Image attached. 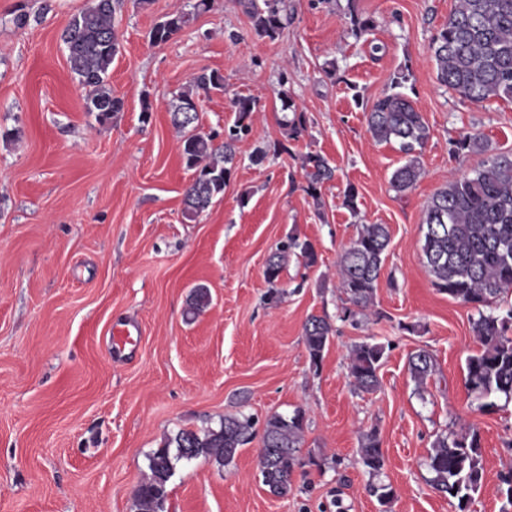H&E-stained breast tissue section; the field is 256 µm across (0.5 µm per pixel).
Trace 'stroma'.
<instances>
[{"label":"stroma","mask_w":512,"mask_h":512,"mask_svg":"<svg viewBox=\"0 0 512 512\" xmlns=\"http://www.w3.org/2000/svg\"><path fill=\"white\" fill-rule=\"evenodd\" d=\"M194 2L123 0L110 84L124 110L102 125L84 110L62 41L88 0H0V512H137L164 437L236 413L255 420L250 443L224 468L179 463L169 512H460L433 488L427 458L437 437L464 427L478 431L484 466L467 512H502L512 400L481 410L465 360L479 348L474 322L505 314L512 292L483 308L459 302L434 287L421 249L431 197L485 155L512 151L511 101L473 103L437 80L431 42L455 0H286L291 19L272 41L254 34L240 0H213L168 42L151 43L156 23ZM355 14L373 20L370 41L353 35ZM204 70L221 73L224 89L200 94V131L230 125L235 96L254 97L258 110L223 195L190 220L194 173L169 111ZM401 72L430 131L424 175L404 194L390 184L403 155L366 124ZM288 114L306 119L298 139L285 137ZM465 134L486 153L452 154ZM281 141L286 151L274 152ZM259 147L269 154L256 165ZM310 152L335 169L319 209L302 167ZM363 224L388 225L391 244L373 307L343 321L337 261ZM290 235L310 241L317 261L290 256L270 286L266 260ZM199 285L211 301L192 318L186 302ZM312 315L335 328L317 367L303 331ZM121 321L138 334L116 361L107 340ZM363 341L388 346L372 393L349 375V352ZM421 349L436 358L422 386L407 367ZM297 410L301 464L278 497L259 473L264 424ZM373 429L385 457L377 476L358 461ZM381 483L394 490L385 508L372 492Z\"/></svg>","instance_id":"1"}]
</instances>
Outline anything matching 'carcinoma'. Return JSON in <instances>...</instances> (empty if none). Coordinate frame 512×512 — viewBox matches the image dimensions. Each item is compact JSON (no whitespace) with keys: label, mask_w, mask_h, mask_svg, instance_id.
<instances>
[{"label":"carcinoma","mask_w":512,"mask_h":512,"mask_svg":"<svg viewBox=\"0 0 512 512\" xmlns=\"http://www.w3.org/2000/svg\"><path fill=\"white\" fill-rule=\"evenodd\" d=\"M285 0H241L255 34L274 40L284 27ZM122 0H89L86 9L74 16L62 39L71 72L85 90V111L102 122L124 110L122 98L112 93L109 75L119 43L114 16ZM190 21V15L166 17L150 31V41L165 43ZM432 50L438 82L474 103L495 99L512 101V0H458L448 21L434 35ZM224 89V76L217 71L197 75L192 87L179 92L171 104L174 127L183 133L180 153L195 177L185 190V216L194 219L205 212L230 179L236 158V143L252 132V115L257 102L249 96L232 100L234 121L224 132L197 131L198 113L185 109L198 103L197 91ZM368 130L382 143L396 142L409 159L392 173L390 183L398 193L412 189L423 174L416 152L429 138L423 115L402 93L387 94L367 112ZM455 151L484 152L480 137L465 134ZM308 181L307 193L321 205L320 188L334 178L335 169L317 154L302 158ZM423 256L439 291L464 303L486 306L512 291V152L492 155L472 174L455 178L436 192L426 205ZM390 245L385 224H362L356 238L340 254L339 284L347 302L360 310L374 303L375 290ZM298 250L308 264L316 262L314 246L290 236L280 243L266 263L265 278L279 280L290 252ZM210 303L209 291L198 286L192 292L188 313L196 315ZM512 308L506 316L480 315L473 331L481 349L466 360L467 390L482 400L481 408L492 409V398L512 399ZM333 326L325 316L311 315L304 324L305 343L311 363L319 365ZM385 345L364 341L350 351L349 374L361 392L379 388L378 372ZM414 380L422 384L435 371V358L419 350L408 358ZM304 417L273 414L266 419L262 448L267 464L260 471L270 493L285 496L291 489L303 432ZM252 418L226 415L219 427L199 434L181 429L166 438L149 456V474L136 493L137 512H156L168 496V482L186 453L226 466L240 448L249 443ZM359 462L373 475L381 473L384 454L378 432L365 434ZM434 489L458 502L460 512L482 485L484 468L477 431L437 437L427 462Z\"/></svg>","instance_id":"obj_1"}]
</instances>
